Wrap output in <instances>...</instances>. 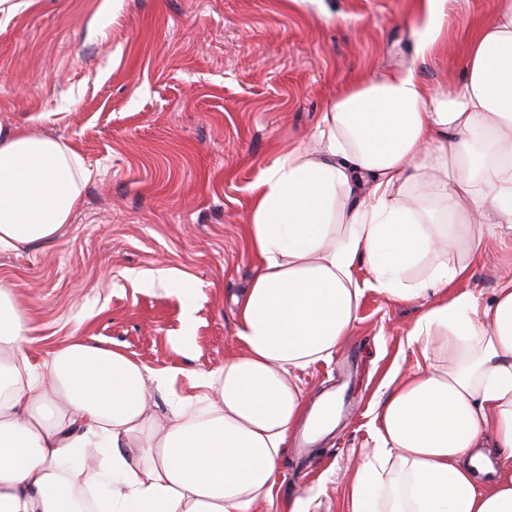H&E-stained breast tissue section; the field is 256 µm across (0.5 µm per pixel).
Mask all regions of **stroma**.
I'll return each mask as SVG.
<instances>
[{"mask_svg": "<svg viewBox=\"0 0 512 512\" xmlns=\"http://www.w3.org/2000/svg\"><path fill=\"white\" fill-rule=\"evenodd\" d=\"M414 0H24L0 17V131L70 146L89 176L54 238L0 250L24 306L32 361L82 340L154 371L158 416L202 396L195 375L239 352V298L259 268L245 246L265 166L312 133L350 82L417 66L435 91L462 88L471 25L495 0H449L445 48L415 53ZM176 273L187 287L170 288ZM512 275L493 244L464 287L491 300ZM421 301L366 291L333 361L297 370L311 400L345 387L348 411L314 447L289 448L271 499L343 512L371 410L420 361L408 333Z\"/></svg>", "mask_w": 512, "mask_h": 512, "instance_id": "obj_1", "label": "stroma"}]
</instances>
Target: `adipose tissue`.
Instances as JSON below:
<instances>
[{
	"label": "adipose tissue",
	"mask_w": 512,
	"mask_h": 512,
	"mask_svg": "<svg viewBox=\"0 0 512 512\" xmlns=\"http://www.w3.org/2000/svg\"><path fill=\"white\" fill-rule=\"evenodd\" d=\"M465 65L458 90H429L414 66L347 86L312 143L264 169L242 350L198 373L204 395L166 422L147 394L165 376L122 352L74 341L34 366L0 281V512H93V497L108 512H252L306 413L295 371L335 357L369 289L433 300L410 332L422 361L376 407L344 512H512V277L488 303L457 287L487 241L512 242V0L472 25ZM85 180L67 144L0 134V248L54 237ZM473 448L498 449L492 481Z\"/></svg>",
	"instance_id": "adipose-tissue-1"
}]
</instances>
